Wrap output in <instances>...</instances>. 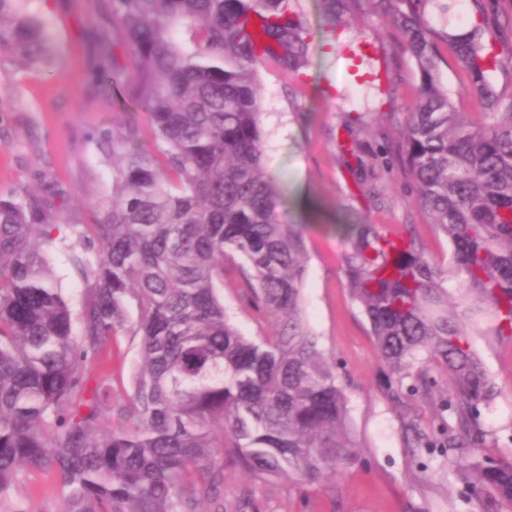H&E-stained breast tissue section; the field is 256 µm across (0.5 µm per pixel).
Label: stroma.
Instances as JSON below:
<instances>
[{"label": "stroma", "instance_id": "obj_1", "mask_svg": "<svg viewBox=\"0 0 512 512\" xmlns=\"http://www.w3.org/2000/svg\"><path fill=\"white\" fill-rule=\"evenodd\" d=\"M53 50L47 70L19 71L0 65V193L18 186L52 192L65 221L86 216L112 189V166L99 149L101 130L120 123L142 143L151 131L143 113L112 109L90 80L95 35L112 15V0H30ZM373 42L369 63L353 66L345 43L314 41L305 79L275 67L262 74V129L266 167L285 176L291 194L310 205L303 299L320 348L331 357L350 404V435L356 458L328 481L252 479L229 472L224 503L252 500L260 512H473L459 498L455 451L439 456L406 445L404 421L432 426L430 407L411 394L393 398L388 371L360 305L345 286L346 238L333 223L364 221L388 230L410 228L432 262L446 265L450 245L413 205L412 181L400 167L367 177L357 160L342 162L338 144L346 115L363 113L369 126L362 150L390 149L383 131L403 119L419 84V72L401 48V35L381 16L354 17L348 40ZM499 394L482 408L485 451L512 453V339H473ZM140 340L113 339L107 363L112 395L130 388ZM29 512H57L62 489L47 474L24 475L11 492Z\"/></svg>", "mask_w": 512, "mask_h": 512}]
</instances>
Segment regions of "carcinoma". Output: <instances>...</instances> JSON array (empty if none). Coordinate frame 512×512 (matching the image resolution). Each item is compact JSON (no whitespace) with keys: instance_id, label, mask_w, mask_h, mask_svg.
Listing matches in <instances>:
<instances>
[{"instance_id":"1","label":"carcinoma","mask_w":512,"mask_h":512,"mask_svg":"<svg viewBox=\"0 0 512 512\" xmlns=\"http://www.w3.org/2000/svg\"><path fill=\"white\" fill-rule=\"evenodd\" d=\"M433 2L318 5L337 38L351 14L386 15L400 31L420 81L399 158L451 246L448 264L411 233L336 230L351 241L346 288L381 359L440 420L408 421V445L458 451L460 494L479 512H512V456L483 451L478 422L498 390L471 344L487 317L512 337V90L491 81L512 65L501 38L512 12L482 0L464 32L442 33ZM26 5L0 0V52L19 69L46 68L49 37ZM314 37L301 0H112L95 85L145 114L152 143L122 124L100 134L112 191L66 225L76 302L51 267L56 196L0 194V512H28L10 493L32 471L55 475L58 512H201L229 469L317 482L352 460L346 389L304 313L305 225L266 170L261 128V71L305 74ZM449 57L465 77L455 91L441 80ZM464 96L477 111L458 109ZM226 273L264 335L226 314ZM119 335L140 338V358L114 408L100 368Z\"/></svg>"}]
</instances>
